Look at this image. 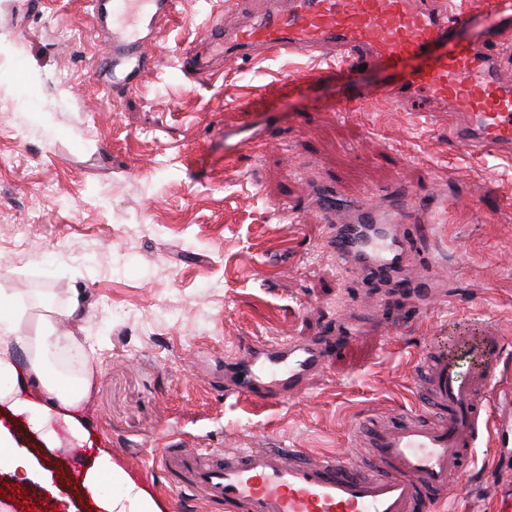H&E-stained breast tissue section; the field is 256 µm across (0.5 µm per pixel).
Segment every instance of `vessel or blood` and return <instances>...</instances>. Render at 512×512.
<instances>
[{"label":"vessel or blood","mask_w":512,"mask_h":512,"mask_svg":"<svg viewBox=\"0 0 512 512\" xmlns=\"http://www.w3.org/2000/svg\"><path fill=\"white\" fill-rule=\"evenodd\" d=\"M175 0H112L115 21L133 13L156 27ZM512 20L501 12L492 22L454 11L448 0H248L246 6L213 16L202 49L185 60L199 75L216 62L256 53L316 50L342 71L428 55V69L387 83L376 99L390 106L448 115V136L462 147L512 154V83L504 81L489 46ZM112 64L145 56V44L124 30L112 35ZM330 224L326 246L337 260L374 284L409 288L400 272L406 247L391 220L403 214L402 195L387 197L390 212L366 203L352 207L349 223L335 222L332 187L321 192ZM253 343L254 361L240 391L260 400L299 390L304 379L346 345ZM505 336L491 327L459 378L447 348L426 353L414 367L411 410L360 418L350 433L351 452L315 454L303 448H191L169 440L157 467L178 493L192 492L207 512H435L462 484L482 427L491 377L503 358Z\"/></svg>","instance_id":"vessel-or-blood-1"}]
</instances>
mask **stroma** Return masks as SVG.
<instances>
[{
    "label": "stroma",
    "instance_id": "1",
    "mask_svg": "<svg viewBox=\"0 0 512 512\" xmlns=\"http://www.w3.org/2000/svg\"><path fill=\"white\" fill-rule=\"evenodd\" d=\"M226 0H177L140 71L99 85L112 15L75 0H0V291L24 321L80 300L73 329L95 345L78 416L165 512H205L165 490L154 458L168 437L196 448L337 453L361 417L413 409L410 378L433 342L496 326L508 341L492 399L512 392V162L450 145L438 122L374 101L425 66L352 72L296 52L183 62ZM357 103L356 111L340 107ZM271 143L247 148L256 133ZM342 202L403 186L447 216L403 222L406 274L448 305L412 316L327 252L316 186ZM464 253L465 263L455 261ZM346 346L301 391L260 405L232 396L254 340ZM470 483L442 512H490L512 470V434L483 432Z\"/></svg>",
    "mask_w": 512,
    "mask_h": 512
}]
</instances>
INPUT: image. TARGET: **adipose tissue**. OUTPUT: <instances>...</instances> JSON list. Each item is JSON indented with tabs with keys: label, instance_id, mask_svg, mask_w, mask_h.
<instances>
[{
	"label": "adipose tissue",
	"instance_id": "adipose-tissue-1",
	"mask_svg": "<svg viewBox=\"0 0 512 512\" xmlns=\"http://www.w3.org/2000/svg\"><path fill=\"white\" fill-rule=\"evenodd\" d=\"M77 345L73 332H56L53 316L38 315L35 328H27L11 314L8 297L0 294V404L51 451L88 438L74 411L91 387L94 349L81 351L84 367L70 386H62L52 369L58 350ZM60 424L65 427L61 433L56 430ZM1 473L12 475L14 483L22 486L37 481L47 488L52 485L51 472L32 453L18 449L13 431L0 424ZM78 482L98 512H162L160 504L113 459L110 449H98L83 461ZM112 484L120 485L119 496L103 494V487Z\"/></svg>",
	"mask_w": 512,
	"mask_h": 512
}]
</instances>
